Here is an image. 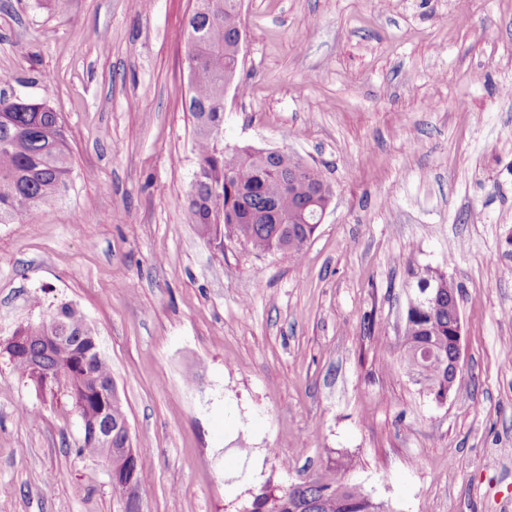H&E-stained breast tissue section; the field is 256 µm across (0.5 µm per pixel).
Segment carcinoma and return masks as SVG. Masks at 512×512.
<instances>
[{
  "mask_svg": "<svg viewBox=\"0 0 512 512\" xmlns=\"http://www.w3.org/2000/svg\"><path fill=\"white\" fill-rule=\"evenodd\" d=\"M241 27L239 0H195L187 21V44L191 69L188 110L195 120L198 166L205 184L191 189L186 215L205 234L224 231V239L244 240L258 253H280L300 258L306 228L297 210L309 199L312 184L306 179L283 178L291 155L279 161L263 159L251 146L228 148L210 134L224 126V76L239 68V55L232 50ZM67 138L59 117L43 103L26 102L0 90V224H9L34 209L53 205L70 177ZM223 224H217V219ZM408 276L416 289L436 286L431 269L412 266ZM460 307L448 297L409 312L400 342L401 357L412 351L432 350L433 358L419 359L414 366L416 382L430 393L448 391V323L457 319ZM65 321L72 339L58 346L48 359L46 373L38 374L24 359H12L14 372L29 379L41 391H53L50 375L63 376L77 415L85 428L102 418L99 406L84 398L82 387L90 380H112V368L103 357L90 358L86 371L73 369L70 360L79 351L73 337L86 323L69 305L60 306L49 318ZM146 463L137 466L133 489L112 485L119 499L136 498L145 480ZM361 486L349 481L346 466L330 460L311 482L294 494L288 489L262 485L251 496L247 512H295V499L317 505L315 512H369L370 504Z\"/></svg>",
  "mask_w": 512,
  "mask_h": 512,
  "instance_id": "obj_1",
  "label": "carcinoma"
}]
</instances>
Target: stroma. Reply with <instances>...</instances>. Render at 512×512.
<instances>
[{"label": "stroma", "mask_w": 512, "mask_h": 512, "mask_svg": "<svg viewBox=\"0 0 512 512\" xmlns=\"http://www.w3.org/2000/svg\"><path fill=\"white\" fill-rule=\"evenodd\" d=\"M192 3L0 0V74L58 114L72 168L0 224V341L83 315L150 464L143 512H243L338 456L387 512H512V0H241L223 140L333 189L297 262L186 216ZM411 264L460 292L443 403L399 359ZM79 439L65 388L0 353V512H119Z\"/></svg>", "instance_id": "1"}]
</instances>
